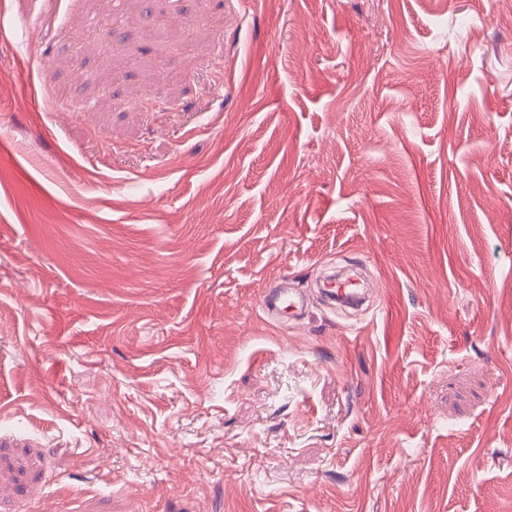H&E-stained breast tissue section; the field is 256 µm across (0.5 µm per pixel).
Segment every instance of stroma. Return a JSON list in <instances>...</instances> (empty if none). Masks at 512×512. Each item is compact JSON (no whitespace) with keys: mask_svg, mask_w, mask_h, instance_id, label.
<instances>
[{"mask_svg":"<svg viewBox=\"0 0 512 512\" xmlns=\"http://www.w3.org/2000/svg\"><path fill=\"white\" fill-rule=\"evenodd\" d=\"M499 7L0 0V512H512Z\"/></svg>","mask_w":512,"mask_h":512,"instance_id":"1","label":"stroma"}]
</instances>
